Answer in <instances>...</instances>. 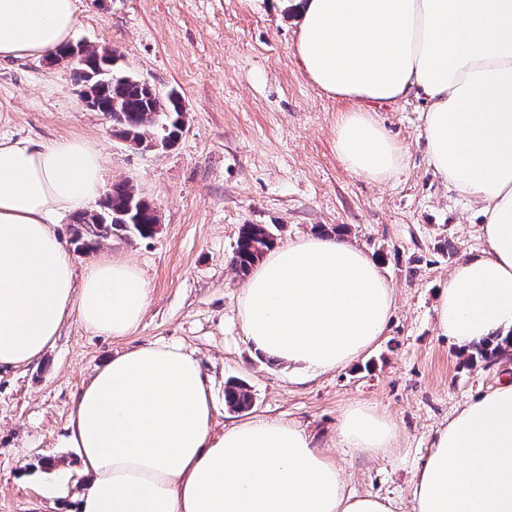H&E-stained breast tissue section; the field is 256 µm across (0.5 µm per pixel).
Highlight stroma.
<instances>
[{
	"instance_id": "35a3bbf8",
	"label": "stroma",
	"mask_w": 512,
	"mask_h": 512,
	"mask_svg": "<svg viewBox=\"0 0 512 512\" xmlns=\"http://www.w3.org/2000/svg\"><path fill=\"white\" fill-rule=\"evenodd\" d=\"M297 24L270 0H76L75 40L115 52L125 72L159 95L180 96L184 127L167 149L125 140L84 106L74 63L0 61V104L11 106L0 111V136L85 140L100 152L106 183L130 182L161 215L152 238L115 236L72 253L80 276L113 260L146 277L151 301L135 334L100 336L73 314L38 364L0 371V512H65L83 491L89 478L62 441L73 400L107 360L143 345H177L199 361L214 434L256 417L297 423L331 452L349 491L388 500L393 512H412L414 476L436 432L465 402L512 377V355L473 363L437 330L440 284L487 243L479 204L428 162L426 97L369 103L404 165L385 182L355 174L335 145L351 105L305 74ZM244 224L277 226L281 245L339 226L378 256L396 295L379 344L303 383L257 355L238 313L246 278L231 264ZM233 382L249 388V410L225 406ZM358 402L377 404L396 423L388 455L336 446L337 421Z\"/></svg>"
}]
</instances>
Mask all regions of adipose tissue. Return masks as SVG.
<instances>
[{"mask_svg": "<svg viewBox=\"0 0 512 512\" xmlns=\"http://www.w3.org/2000/svg\"><path fill=\"white\" fill-rule=\"evenodd\" d=\"M299 18L296 55L322 91L353 103L336 127L347 167L384 182L404 156L364 101L411 90L430 101L431 165L482 205L487 252L461 259L438 290L437 325L461 349L512 352V0H275ZM76 0H0V59L44 57L74 37ZM100 154L82 139L0 138V367H27L65 317L101 336L139 328L148 281L124 262L76 279L53 221L102 194ZM394 292L377 258L310 234L271 249L239 298L254 351L301 377L357 361L385 333ZM196 358L147 345L108 360L66 426L89 476L71 512H391L348 491L341 467L296 424L253 418L210 434ZM396 425L347 407L336 444L386 455ZM414 512H512V380L439 431L417 475Z\"/></svg>", "mask_w": 512, "mask_h": 512, "instance_id": "adipose-tissue-1", "label": "adipose tissue"}]
</instances>
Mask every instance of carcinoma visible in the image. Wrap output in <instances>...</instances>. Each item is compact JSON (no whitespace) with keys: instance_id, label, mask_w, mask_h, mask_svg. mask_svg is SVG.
Here are the masks:
<instances>
[{"instance_id":"cac0c4a2","label":"carcinoma","mask_w":512,"mask_h":512,"mask_svg":"<svg viewBox=\"0 0 512 512\" xmlns=\"http://www.w3.org/2000/svg\"><path fill=\"white\" fill-rule=\"evenodd\" d=\"M76 67L77 80L98 87L103 115H111L120 135L138 145L160 144L169 147L182 132V108L176 92L161 98L146 82L122 71L115 54L88 45ZM133 214H128L129 206ZM161 219L158 210L126 182L115 183L100 199L98 209L82 212L71 227V242L91 248L118 234H133L147 239L157 233ZM276 244L273 229L260 224L241 226L231 262L247 275L260 258ZM226 405L236 411L247 410L252 396L243 384L224 391Z\"/></svg>"}]
</instances>
